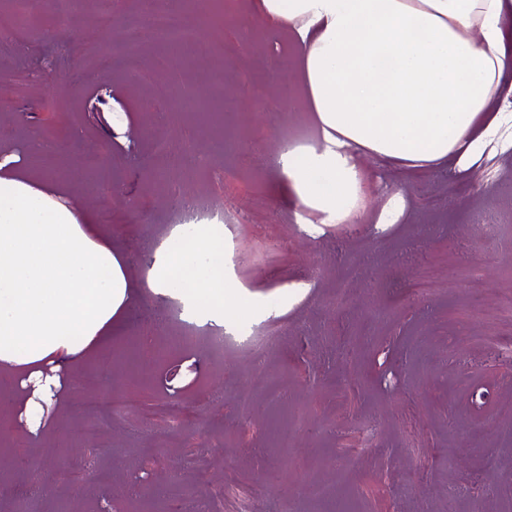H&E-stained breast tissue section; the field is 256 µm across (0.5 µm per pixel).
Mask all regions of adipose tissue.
Listing matches in <instances>:
<instances>
[{
	"label": "adipose tissue",
	"mask_w": 512,
	"mask_h": 512,
	"mask_svg": "<svg viewBox=\"0 0 512 512\" xmlns=\"http://www.w3.org/2000/svg\"><path fill=\"white\" fill-rule=\"evenodd\" d=\"M257 24L300 45L288 78L304 89L318 145L291 148L283 174L294 204L332 224L355 221L357 157L435 170L470 168L512 126L493 101L512 66V0H252ZM478 29L479 39L468 32ZM0 152V368L19 381L31 433L61 395L62 357L80 360L112 339L128 309L125 261L98 241L91 218L19 176ZM159 295L181 289L206 314L224 310V241L191 225L153 260Z\"/></svg>",
	"instance_id": "obj_1"
}]
</instances>
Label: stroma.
<instances>
[{
	"mask_svg": "<svg viewBox=\"0 0 512 512\" xmlns=\"http://www.w3.org/2000/svg\"><path fill=\"white\" fill-rule=\"evenodd\" d=\"M124 2L81 0L60 21L30 0L19 43L0 44V149L93 212L135 283L111 344L64 383L48 432L30 433L21 389L0 370V483L33 479L23 453L66 457L77 476L48 478L35 512H155L187 505L188 487L209 512H512V359L491 353L512 321L484 315L512 287V151L432 172L365 158L360 226L306 219L281 173L286 146L317 142L309 114L283 101L294 38L242 12L232 28L195 31L208 63L194 65L168 57L148 9L128 25L111 20ZM79 58L94 79L73 80ZM101 86L113 110L93 122L85 102ZM181 87L241 99L217 125L162 105ZM34 135L49 158L31 153ZM391 189L405 209L383 224ZM181 200L241 215L230 246L253 262L228 261L223 315L196 322L271 329L276 341L259 352L187 335L149 288L143 268L172 236ZM475 271L477 305L459 285ZM94 400L123 413L90 417L82 405ZM165 400L182 427L168 425ZM314 484L329 496H311Z\"/></svg>",
	"mask_w": 512,
	"mask_h": 512,
	"instance_id": "obj_1",
	"label": "stroma"
}]
</instances>
